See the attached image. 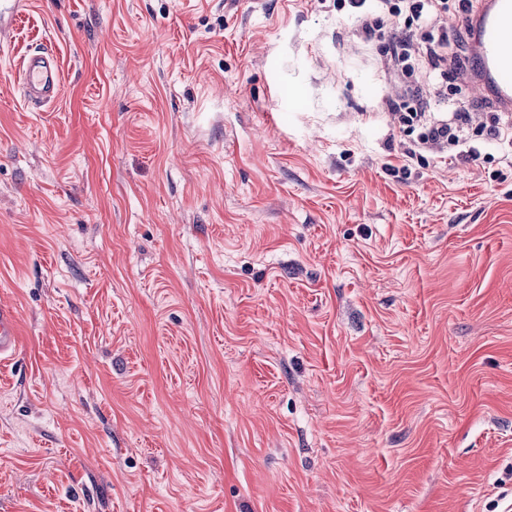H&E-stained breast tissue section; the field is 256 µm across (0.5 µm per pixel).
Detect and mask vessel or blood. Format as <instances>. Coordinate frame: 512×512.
<instances>
[{
    "instance_id": "1",
    "label": "vessel or blood",
    "mask_w": 512,
    "mask_h": 512,
    "mask_svg": "<svg viewBox=\"0 0 512 512\" xmlns=\"http://www.w3.org/2000/svg\"><path fill=\"white\" fill-rule=\"evenodd\" d=\"M478 30L472 54L489 72L498 101L512 109V0H478L470 15ZM24 98L51 102L61 91V76L53 56L35 54L23 60L20 74ZM19 317L13 307L0 305V360L18 346Z\"/></svg>"
}]
</instances>
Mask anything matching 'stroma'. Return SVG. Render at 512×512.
<instances>
[{
	"label": "stroma",
	"mask_w": 512,
	"mask_h": 512,
	"mask_svg": "<svg viewBox=\"0 0 512 512\" xmlns=\"http://www.w3.org/2000/svg\"><path fill=\"white\" fill-rule=\"evenodd\" d=\"M0 12V512H504L512 144L400 174L336 0ZM63 84L39 104L24 57ZM439 87L430 112L495 111ZM20 83L25 99H40L45 103L57 99L61 91V76L54 57L35 54L24 59ZM19 317L13 307L0 305V360L12 356L18 346Z\"/></svg>",
	"instance_id": "1"
}]
</instances>
